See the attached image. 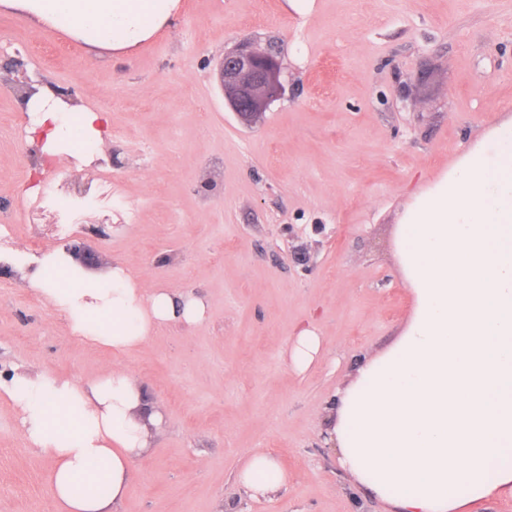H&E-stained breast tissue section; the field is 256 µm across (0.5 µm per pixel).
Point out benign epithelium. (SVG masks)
Returning <instances> with one entry per match:
<instances>
[{
	"instance_id": "1",
	"label": "benign epithelium",
	"mask_w": 512,
	"mask_h": 512,
	"mask_svg": "<svg viewBox=\"0 0 512 512\" xmlns=\"http://www.w3.org/2000/svg\"><path fill=\"white\" fill-rule=\"evenodd\" d=\"M218 78L228 106L246 123L255 121L282 94L276 57L248 42L224 54Z\"/></svg>"
}]
</instances>
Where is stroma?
Wrapping results in <instances>:
<instances>
[{"label": "stroma", "instance_id": "1", "mask_svg": "<svg viewBox=\"0 0 512 512\" xmlns=\"http://www.w3.org/2000/svg\"><path fill=\"white\" fill-rule=\"evenodd\" d=\"M248 40L275 55L282 96L250 126L214 69ZM52 83L107 118L96 168L29 142L19 85ZM512 116V0H181L172 25L123 53L96 50L0 9V211L18 250L44 252L105 225L89 273L121 259L146 288L202 297L140 348L72 335L0 270V371L83 380L120 367L165 420L121 512H388L324 441L331 398L400 336L413 301L395 255L405 205ZM112 178V207L76 208L69 241L31 219L28 188L79 197ZM321 354L296 369L295 330ZM267 451L288 484L254 500L236 482ZM50 458L0 393V512H53Z\"/></svg>", "mask_w": 512, "mask_h": 512}]
</instances>
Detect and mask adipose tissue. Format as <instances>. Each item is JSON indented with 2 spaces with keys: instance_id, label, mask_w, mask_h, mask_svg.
I'll use <instances>...</instances> for the list:
<instances>
[{
  "instance_id": "ef3b65f1",
  "label": "adipose tissue",
  "mask_w": 512,
  "mask_h": 512,
  "mask_svg": "<svg viewBox=\"0 0 512 512\" xmlns=\"http://www.w3.org/2000/svg\"><path fill=\"white\" fill-rule=\"evenodd\" d=\"M180 0H0L35 24L121 52L170 25ZM38 113V152L92 165L102 116L47 84L21 99ZM395 253L415 307L401 335L357 368L329 409L325 441L341 467L391 512H467L512 491V117L486 133L406 205ZM28 288L64 311L74 335L126 350L162 325L203 320V298L145 289L120 262L91 276L66 251L0 252ZM32 449L53 463L54 512H119L131 464L163 422L140 381L115 368L84 382L47 371L0 382ZM238 484L259 500L288 473L248 454Z\"/></svg>"
}]
</instances>
